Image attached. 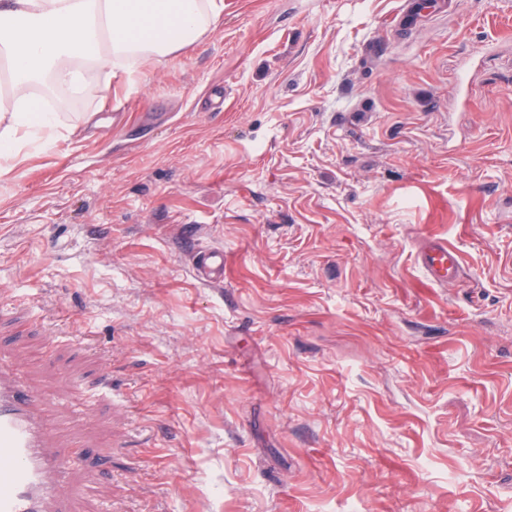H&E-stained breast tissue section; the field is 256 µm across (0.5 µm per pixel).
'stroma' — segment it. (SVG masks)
Returning a JSON list of instances; mask_svg holds the SVG:
<instances>
[{
  "instance_id": "35a3bbf8",
  "label": "stroma",
  "mask_w": 512,
  "mask_h": 512,
  "mask_svg": "<svg viewBox=\"0 0 512 512\" xmlns=\"http://www.w3.org/2000/svg\"><path fill=\"white\" fill-rule=\"evenodd\" d=\"M437 2L224 0L0 178V353L73 512H512V20ZM421 265L428 277L439 285L456 280L461 264L458 253L446 240L433 241L421 254ZM195 277L205 285L224 283V250L213 248L197 252L192 258Z\"/></svg>"
}]
</instances>
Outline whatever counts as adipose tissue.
Returning <instances> with one entry per match:
<instances>
[{"mask_svg": "<svg viewBox=\"0 0 512 512\" xmlns=\"http://www.w3.org/2000/svg\"><path fill=\"white\" fill-rule=\"evenodd\" d=\"M224 0H0V59L8 77L0 91V175L29 142L49 148L56 113L31 92L43 76L76 89L79 60L105 81L184 51L216 28Z\"/></svg>", "mask_w": 512, "mask_h": 512, "instance_id": "adipose-tissue-1", "label": "adipose tissue"}]
</instances>
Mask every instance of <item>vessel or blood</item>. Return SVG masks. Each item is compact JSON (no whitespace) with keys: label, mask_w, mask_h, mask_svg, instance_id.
<instances>
[{"label":"vessel or blood","mask_w":512,"mask_h":512,"mask_svg":"<svg viewBox=\"0 0 512 512\" xmlns=\"http://www.w3.org/2000/svg\"><path fill=\"white\" fill-rule=\"evenodd\" d=\"M421 265L439 285L456 280L461 269L458 253L444 240L424 249ZM192 269L203 284H223V250L197 252ZM42 402V396L0 365V512H55V489L66 464L50 446L49 431L37 412Z\"/></svg>","instance_id":"obj_1"}]
</instances>
